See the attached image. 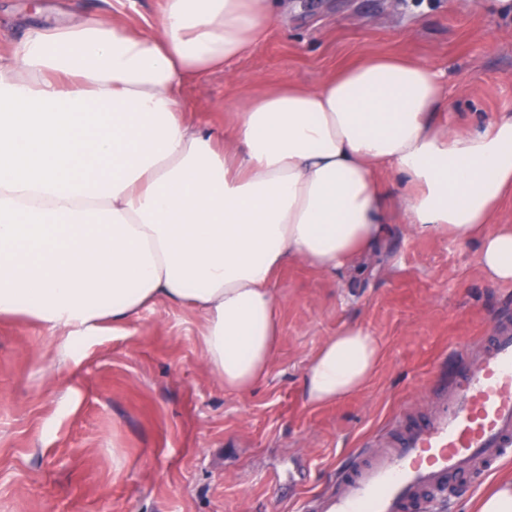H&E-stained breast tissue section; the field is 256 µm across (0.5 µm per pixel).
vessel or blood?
Here are the masks:
<instances>
[{"label": "vessel or blood", "mask_w": 512, "mask_h": 512, "mask_svg": "<svg viewBox=\"0 0 512 512\" xmlns=\"http://www.w3.org/2000/svg\"><path fill=\"white\" fill-rule=\"evenodd\" d=\"M452 385L422 419L396 420L378 446L354 449L304 512H425L450 483L484 480L512 459V319L464 345Z\"/></svg>", "instance_id": "obj_1"}]
</instances>
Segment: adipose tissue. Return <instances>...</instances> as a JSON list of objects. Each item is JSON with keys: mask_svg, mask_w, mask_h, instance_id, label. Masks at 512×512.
<instances>
[{"mask_svg": "<svg viewBox=\"0 0 512 512\" xmlns=\"http://www.w3.org/2000/svg\"><path fill=\"white\" fill-rule=\"evenodd\" d=\"M275 0H164L157 31L86 20L30 30L0 55V318L36 321L61 352L160 303L203 319L206 369L243 391L279 334L274 281L291 262L333 275L385 232L382 171L404 178L407 224L479 243L512 283V116L437 125L441 72L391 56L312 87L241 102L222 144L184 87L251 52ZM382 358L358 326L322 342L308 404L363 390Z\"/></svg>", "mask_w": 512, "mask_h": 512, "instance_id": "adipose-tissue-1", "label": "adipose tissue"}]
</instances>
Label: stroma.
<instances>
[{"mask_svg":"<svg viewBox=\"0 0 512 512\" xmlns=\"http://www.w3.org/2000/svg\"><path fill=\"white\" fill-rule=\"evenodd\" d=\"M162 2L0 0V53L70 19L150 33ZM376 55L444 71L440 123L512 116V0H281L254 52L184 97L221 135L242 99ZM274 288L277 354L246 391L206 372L203 320L187 307L143 310L65 357L40 324L0 319V512H302L350 450L448 388L463 344L512 316V284L485 274L478 242L413 235L396 204L355 269L331 279L291 264ZM350 325L382 345L375 376L353 397L306 404L309 360Z\"/></svg>","mask_w":512,"mask_h":512,"instance_id":"1","label":"stroma"}]
</instances>
